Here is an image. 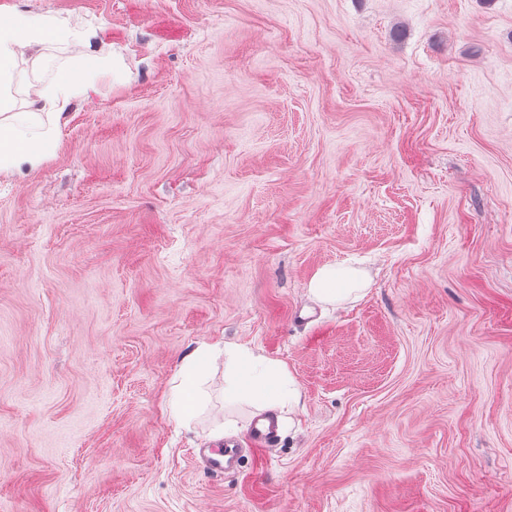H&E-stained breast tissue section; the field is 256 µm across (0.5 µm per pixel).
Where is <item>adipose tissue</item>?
<instances>
[{"label":"adipose tissue","mask_w":512,"mask_h":512,"mask_svg":"<svg viewBox=\"0 0 512 512\" xmlns=\"http://www.w3.org/2000/svg\"><path fill=\"white\" fill-rule=\"evenodd\" d=\"M59 27L54 17L27 11L0 14V174L35 169L56 148V131L73 92L69 84L54 81L35 86L23 110H15L10 81L18 62L34 54L39 67L63 70V63L47 50ZM361 271L344 265L319 269L309 283L317 301L334 305L365 290ZM224 363V403L253 409L291 407L299 393L285 365L256 355L241 344L215 343L196 348L179 366V382L171 393L174 417L190 420L207 399L204 385L216 361Z\"/></svg>","instance_id":"adipose-tissue-1"}]
</instances>
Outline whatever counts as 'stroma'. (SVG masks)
<instances>
[{
	"instance_id": "1",
	"label": "stroma",
	"mask_w": 512,
	"mask_h": 512,
	"mask_svg": "<svg viewBox=\"0 0 512 512\" xmlns=\"http://www.w3.org/2000/svg\"><path fill=\"white\" fill-rule=\"evenodd\" d=\"M14 8L112 65L0 178V512H512V0ZM220 340L300 403L216 476L248 407L168 398ZM367 282L361 271L344 265L319 269L309 283V293L317 301L338 304L366 289Z\"/></svg>"
}]
</instances>
